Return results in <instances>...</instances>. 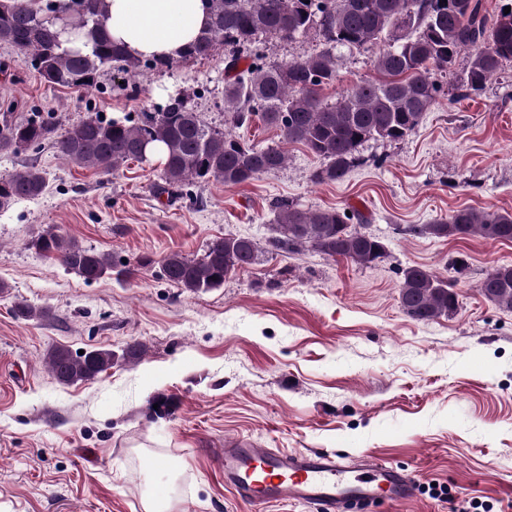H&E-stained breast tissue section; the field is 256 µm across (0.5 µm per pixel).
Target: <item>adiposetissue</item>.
<instances>
[{"label": "adipose tissue", "mask_w": 512, "mask_h": 512, "mask_svg": "<svg viewBox=\"0 0 512 512\" xmlns=\"http://www.w3.org/2000/svg\"><path fill=\"white\" fill-rule=\"evenodd\" d=\"M207 21L203 0H107L111 40L136 58H179Z\"/></svg>", "instance_id": "1"}]
</instances>
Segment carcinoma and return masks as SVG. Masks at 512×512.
Instances as JSON below:
<instances>
[{"mask_svg":"<svg viewBox=\"0 0 512 512\" xmlns=\"http://www.w3.org/2000/svg\"><path fill=\"white\" fill-rule=\"evenodd\" d=\"M65 0H46L34 9L23 0H0V44L22 59L40 62L39 76L51 87L95 85L100 71L115 65L136 76L142 69L170 68L180 62L203 60L224 46L227 71L236 75L224 83V112L241 128L259 119L276 128L283 142L305 146L323 166L319 182L345 178L359 160V147L370 139L399 140L412 134L434 104L439 86L432 72L446 73L459 52L472 48L469 63L457 81L459 96L483 90L486 83L512 62V11L488 23L481 0H207L209 23L177 60L138 59L110 40L103 29L106 0H83V9L69 16L61 30L56 13ZM318 27L325 48L304 60L278 64L251 61L238 70L243 51L262 37L288 41ZM86 34L91 51L63 48L64 35ZM385 48L374 59L379 77L355 84L334 104L320 92L336 83V51L365 45ZM50 144L64 162L89 167L104 175L127 162L146 159L142 148L163 149V172L156 195L183 196L186 187L212 180L234 187L281 168L286 154L278 147L259 148L212 126L189 107L182 96L169 99L158 112H141L137 119L90 115L59 131L51 113L32 112L18 118L12 106L0 113V152L38 150ZM47 187L37 164L0 176V211L21 200L36 199ZM351 217L336 209H302L287 200L275 207L278 237L274 246L292 252L309 247L332 258L372 267L386 256L383 242L349 224ZM418 233L437 239L480 237L512 242V213L464 208L444 220L424 224ZM40 255L58 260L86 282L115 270L108 253L81 245L48 227L27 242ZM259 243L250 236L211 239L199 257L179 252L161 262L162 276L191 293L219 288L230 274L256 264ZM399 300L414 321L429 322L457 308L452 285L427 269L401 270ZM480 293L500 309L512 312V265H498L479 284ZM119 357L110 349L75 355L55 347L47 355L49 372L62 384L88 381L111 368Z\"/></svg>","mask_w":512,"mask_h":512,"instance_id":"obj_1","label":"carcinoma"}]
</instances>
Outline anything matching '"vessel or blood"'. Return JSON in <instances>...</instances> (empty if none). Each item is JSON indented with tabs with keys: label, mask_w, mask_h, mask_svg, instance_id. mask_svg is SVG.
Masks as SVG:
<instances>
[{
	"label": "vessel or blood",
	"mask_w": 512,
	"mask_h": 512,
	"mask_svg": "<svg viewBox=\"0 0 512 512\" xmlns=\"http://www.w3.org/2000/svg\"><path fill=\"white\" fill-rule=\"evenodd\" d=\"M219 461L225 483L252 512L274 502L303 504L310 512H378L412 499L419 488L408 469L364 454L346 462L324 451L283 453L228 438Z\"/></svg>",
	"instance_id": "vessel-or-blood-1"
}]
</instances>
